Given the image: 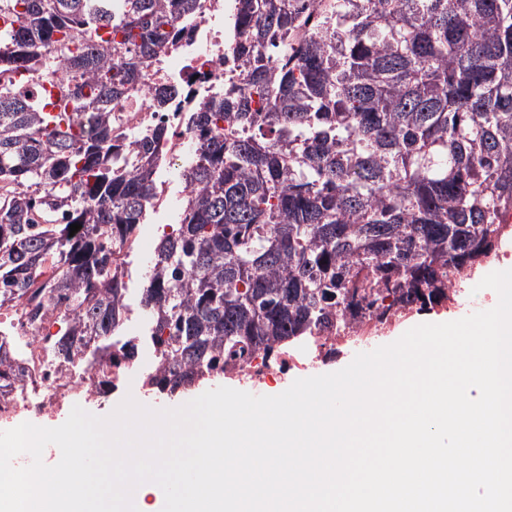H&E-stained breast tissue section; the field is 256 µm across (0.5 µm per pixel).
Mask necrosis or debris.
Wrapping results in <instances>:
<instances>
[{"label":"necrosis or debris","instance_id":"obj_1","mask_svg":"<svg viewBox=\"0 0 512 512\" xmlns=\"http://www.w3.org/2000/svg\"><path fill=\"white\" fill-rule=\"evenodd\" d=\"M230 0H201L195 17L186 25L175 27L165 50L152 59L143 85L132 89L112 107L115 121L112 132L119 137L144 133L157 123L172 128V137L161 145L165 166L182 162L187 148L194 144L196 133L188 116L198 105L225 83L240 80L241 75L224 63L226 13ZM163 88L175 94L165 111L153 108L150 99ZM56 327L51 319L41 324L29 323L24 304L0 308V358L21 366L23 386L0 381V422L13 423L18 417L38 422L49 412L62 407L74 395L88 399L106 397L109 385H129L143 361L159 367L157 354L149 358H124L113 352L111 367L99 361L82 362L80 378L62 370L56 359ZM294 355L255 356L238 363L233 374L263 382L283 376L297 367Z\"/></svg>","mask_w":512,"mask_h":512}]
</instances>
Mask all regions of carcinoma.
Returning <instances> with one entry per match:
<instances>
[{
    "label": "carcinoma",
    "instance_id": "cac0c4a2",
    "mask_svg": "<svg viewBox=\"0 0 512 512\" xmlns=\"http://www.w3.org/2000/svg\"><path fill=\"white\" fill-rule=\"evenodd\" d=\"M199 0H0V302L42 322L56 297L68 360L117 345L127 282L112 255L151 206L161 122L126 145L112 102ZM245 73L196 112L180 219L141 306L163 369L150 392L448 301L497 255L512 210V0H235ZM66 111H45L43 82ZM227 128H221V124ZM81 229L70 234L69 226ZM48 289L38 278L46 263Z\"/></svg>",
    "mask_w": 512,
    "mask_h": 512
}]
</instances>
